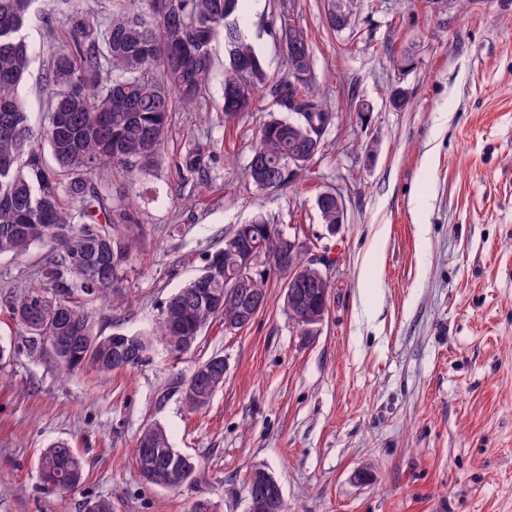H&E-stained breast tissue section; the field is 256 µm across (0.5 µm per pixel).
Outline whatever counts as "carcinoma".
<instances>
[{
  "instance_id": "1",
  "label": "carcinoma",
  "mask_w": 512,
  "mask_h": 512,
  "mask_svg": "<svg viewBox=\"0 0 512 512\" xmlns=\"http://www.w3.org/2000/svg\"><path fill=\"white\" fill-rule=\"evenodd\" d=\"M36 2L0 0V255L22 256L35 245L50 246L52 254L39 272L41 283L7 297L3 306L26 329L29 352L47 342L67 370L107 376L141 365L152 341L128 336L125 343L141 355L119 363L112 336L93 330L88 308L118 287L138 242L130 201L113 194L106 175L117 171L131 183L155 167L171 112H190L207 94L215 44L226 47V117L249 111L265 88L288 111L307 113L301 122L273 116L260 128L245 168L255 188L278 190L301 180L336 116L306 79L313 53L307 29L286 17L278 30H286L287 73L269 83L262 59L242 33L247 0H129L131 8L118 0L104 17L83 10L81 0H59L69 9L67 34L59 42L52 31L45 33L50 62L41 79L51 103L35 134L20 87L43 51L22 36ZM326 23L341 32L352 18L330 8ZM317 206L322 223H336V196L319 197ZM249 230L258 260L272 268V252L285 249L280 231L261 217ZM224 265V250L213 252L202 274L164 304L155 335L171 354L188 352L215 319L240 321V304L224 299ZM241 292L245 300L268 298L266 276L252 273L250 287ZM203 365L184 391L192 410L206 406L224 385L222 356L212 355ZM177 454L158 424L145 427L137 440L135 459L154 470ZM39 465L43 479L60 490L83 482V460L64 442L44 449Z\"/></svg>"
}]
</instances>
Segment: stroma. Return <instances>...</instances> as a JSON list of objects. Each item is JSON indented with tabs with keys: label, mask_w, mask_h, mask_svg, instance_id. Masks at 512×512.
<instances>
[{
	"label": "stroma",
	"mask_w": 512,
	"mask_h": 512,
	"mask_svg": "<svg viewBox=\"0 0 512 512\" xmlns=\"http://www.w3.org/2000/svg\"><path fill=\"white\" fill-rule=\"evenodd\" d=\"M328 0H293L313 40L317 89L337 119L309 177L278 191L244 179L259 126L287 111L264 96L225 121L221 87L174 112L153 170L125 187L138 245L94 329L152 335L168 298L263 215L326 257L328 313L306 335L279 280L243 329L206 327L172 358L154 339L145 362L106 378L69 372L0 314V512H248L246 476L263 464L288 512H512V0H356L352 27L325 23ZM282 0H248L247 34L271 78L285 75L274 37ZM413 51L414 64L397 60ZM33 60L22 93L39 130L48 94ZM406 108L389 104L393 86ZM368 113L355 110L359 102ZM210 155L186 170L188 145ZM335 190L345 222L329 234L315 204ZM49 249L0 256V302L35 283ZM224 386L199 411L183 383L212 354ZM163 426L196 463L172 489L144 482L136 442ZM66 442L85 479L55 490L44 448ZM366 481H358V471Z\"/></svg>",
	"instance_id": "35a3bbf8"
}]
</instances>
